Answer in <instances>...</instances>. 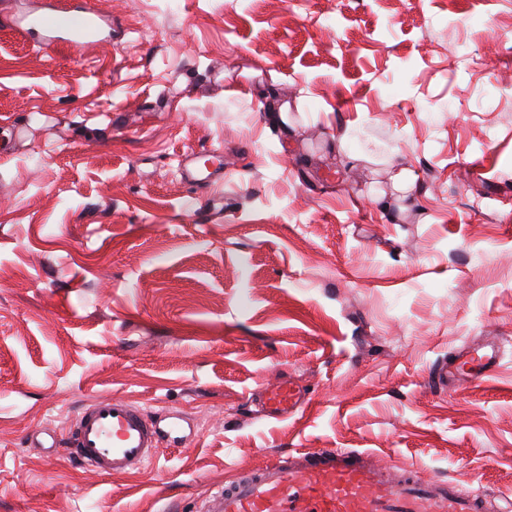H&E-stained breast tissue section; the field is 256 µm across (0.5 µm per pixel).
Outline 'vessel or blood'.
<instances>
[{
    "mask_svg": "<svg viewBox=\"0 0 512 512\" xmlns=\"http://www.w3.org/2000/svg\"><path fill=\"white\" fill-rule=\"evenodd\" d=\"M110 22L85 6L60 10L48 0L29 27L47 41L98 42ZM224 174L220 152L190 163L185 177L211 182ZM456 361L482 382L499 366L497 345L478 352L463 349ZM265 417L285 419L307 402V392L294 383L264 388ZM160 427L139 406L101 396L84 405L73 420L67 447L88 472L122 476L141 469L159 452ZM482 493L452 482L427 480L411 469L381 465L374 453L350 448H319L289 461L272 460L241 473L214 493L203 512H485Z\"/></svg>",
    "mask_w": 512,
    "mask_h": 512,
    "instance_id": "obj_1",
    "label": "vessel or blood"
}]
</instances>
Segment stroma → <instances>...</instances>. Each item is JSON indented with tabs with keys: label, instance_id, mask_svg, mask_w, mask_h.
<instances>
[{
	"label": "stroma",
	"instance_id": "1",
	"mask_svg": "<svg viewBox=\"0 0 512 512\" xmlns=\"http://www.w3.org/2000/svg\"><path fill=\"white\" fill-rule=\"evenodd\" d=\"M35 2L0 0V512H200L316 448L504 506L512 0H89L112 43L77 49ZM203 149L223 184L185 181ZM489 336V380L431 384ZM99 395L189 446L121 477L34 447ZM259 397L264 416L271 419H287L307 403L306 390L292 381L266 387Z\"/></svg>",
	"mask_w": 512,
	"mask_h": 512
}]
</instances>
